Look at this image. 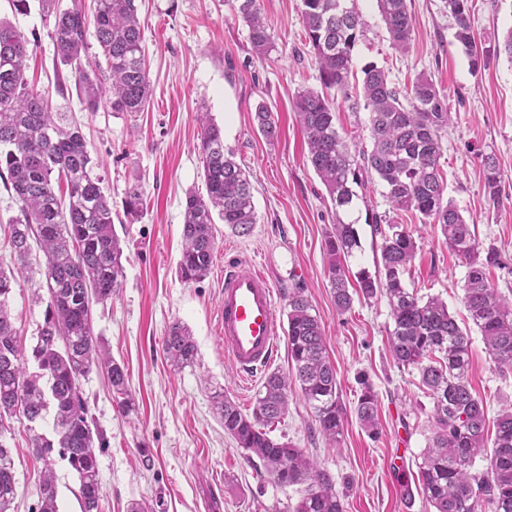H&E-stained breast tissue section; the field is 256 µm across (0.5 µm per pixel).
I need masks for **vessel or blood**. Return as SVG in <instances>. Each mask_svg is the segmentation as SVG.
I'll use <instances>...</instances> for the list:
<instances>
[{
	"mask_svg": "<svg viewBox=\"0 0 512 512\" xmlns=\"http://www.w3.org/2000/svg\"><path fill=\"white\" fill-rule=\"evenodd\" d=\"M220 333L242 379H253L274 362L278 349L275 289L249 263L236 261L224 268Z\"/></svg>",
	"mask_w": 512,
	"mask_h": 512,
	"instance_id": "obj_1",
	"label": "vessel or blood"
}]
</instances>
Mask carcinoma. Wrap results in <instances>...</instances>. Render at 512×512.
<instances>
[{"label": "carcinoma", "mask_w": 512, "mask_h": 512, "mask_svg": "<svg viewBox=\"0 0 512 512\" xmlns=\"http://www.w3.org/2000/svg\"><path fill=\"white\" fill-rule=\"evenodd\" d=\"M54 18L51 40L60 61L74 67L89 112L99 108L101 79L111 81L114 112H140L150 93L149 72L138 21L137 0H93L94 32H89L84 0L60 10L58 0H39ZM301 18L319 67L321 90L297 92L294 109L307 138L308 161L338 210L359 198L357 175L377 177L389 206L415 211L436 226L466 267L463 305L479 331L486 353L502 372L512 371V297L503 296L488 280L487 268L497 261L489 249L481 256L470 225L451 199L440 160L442 134L451 121L448 100L425 74L405 89L375 64L361 69V91L350 94L355 78L353 50L364 35L363 16L346 0H301ZM390 44L400 53L410 49L413 21L407 0H376ZM235 11L249 28V40L260 56L272 48L261 0H236ZM455 21L454 37L473 64L479 48L469 0H444ZM93 34L104 58L87 69L82 55ZM28 38L11 22L0 19V179L13 191L18 215L0 224L13 266H0V512H10L16 497L12 448L4 441L11 420L27 421L28 444L44 464L37 512H59L51 455L66 459L79 481L81 512H103L96 445L104 435L89 419L78 399L80 380L92 368L106 373L119 411L128 414L134 402L125 368L112 359L95 335L92 306L119 292L124 278L123 249L112 230V205L94 173V161L80 125L69 113L54 109L49 98L29 87L25 78ZM336 91L353 110L369 114L368 149L356 148L336 127ZM258 131L275 139L278 124L267 106L256 107ZM200 153L206 194L186 192L182 252L178 272L197 282L210 272L216 248L215 224L221 221L239 236L257 223L251 184L235 153L224 148L223 130L206 112L200 113ZM485 193L497 202L501 193L496 160H484ZM141 186L128 188L130 215L140 210ZM381 237L377 274L362 271L357 294L387 299L392 320L389 348L394 362L418 371L433 402L431 437L417 472L398 471L400 488L417 491L434 512H512V404L494 419L468 380L471 340L438 296L423 298L406 287L404 272L415 257L417 243L403 224L387 219L372 224ZM44 257L47 296L34 290L32 300L46 302L44 322L31 354H26L11 314L17 277L29 266L31 239ZM360 247L357 229L342 221L326 240L328 278L336 310H351L346 258ZM288 357L291 370L273 372L263 382L251 414L217 391L212 396L224 432L258 458L265 473L281 486L303 485L292 512H344L342 492L331 475L304 449L270 436L288 407V390L297 386L313 409L322 434L335 442L342 436L344 409L334 364L326 355L324 329L305 295L288 292ZM163 352L177 366L191 365L197 347L190 330L175 322L162 341ZM361 386L354 407L369 436L379 435L378 399L372 385ZM53 413L52 433L38 430Z\"/></svg>", "instance_id": "obj_1"}]
</instances>
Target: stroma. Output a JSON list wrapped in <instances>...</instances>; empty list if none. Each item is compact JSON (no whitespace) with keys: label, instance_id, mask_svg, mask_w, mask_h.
Returning <instances> with one entry per match:
<instances>
[{"label":"stroma","instance_id":"1","mask_svg":"<svg viewBox=\"0 0 512 512\" xmlns=\"http://www.w3.org/2000/svg\"><path fill=\"white\" fill-rule=\"evenodd\" d=\"M367 28L355 46V69L384 67L396 86L426 74L448 97L451 122L441 159L446 196L475 228L481 248H494L498 266L490 279L502 295L512 294V60L494 50L512 28V0H473L476 41L490 54L485 67L472 69L454 39L455 21L442 0H408L413 18L409 53L391 48L375 0H348ZM234 0H138L151 96L144 111L118 114L108 100L85 111L71 67L54 52L53 22L39 0L15 11L0 0V17L29 41L26 75L31 86L67 108L81 125L98 174L112 204V228L124 250L123 288L94 305L93 327L112 357L124 365L135 409L118 411L102 371L81 382L90 416L106 444L97 449L104 512H128L131 503L160 499L164 512H289L302 488L270 480L258 459H247L213 406L224 391L251 413L259 385L243 388L226 357L219 334L221 287L226 263L256 265L276 290L279 320H286L288 290L304 288L324 330L336 366L345 411L343 434L330 443L316 430L315 415L300 394L272 433L304 449L344 493V512H433L422 495L406 503L394 465L414 470L430 436L432 400L418 371L398 368L388 350L392 326L384 297L355 298L339 314L328 279L325 240L337 219L355 222L361 247L348 258L350 276L375 272L381 257L374 218L389 215L406 225L417 252L404 275L419 295L440 296L458 322H466L463 284L466 269L439 230L412 212H391L375 184L337 216L307 160V146L293 101L304 88H320L313 50L300 21L301 0H263L272 49L257 56ZM278 119L279 136L270 141L254 123L257 105ZM210 113L225 132V147L249 175L258 221L250 235L237 236L217 224L210 273L201 281L178 275L182 249V203L190 188H202L199 113ZM501 174L498 202L484 192L486 155ZM141 184L145 204L136 216L125 211L131 184ZM43 257L33 252L13 297L16 325L24 347H32L44 320V304L31 303L43 285ZM187 326L196 342L192 365H173L162 338L174 322ZM470 382L487 404L489 416L512 402V373L503 374L485 352L479 332L471 334ZM366 375L378 395L380 434L370 438L354 412L358 375ZM12 449L17 495L14 512H36L42 461L28 446L26 425L16 420L7 438Z\"/></svg>","mask_w":512,"mask_h":512}]
</instances>
